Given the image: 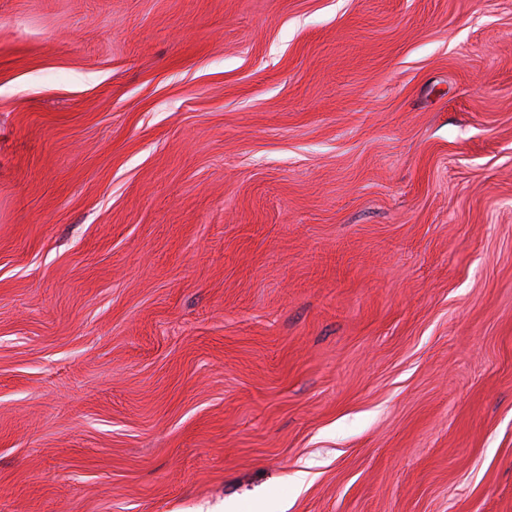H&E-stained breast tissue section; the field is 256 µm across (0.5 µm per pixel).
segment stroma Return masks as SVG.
<instances>
[{
    "label": "stroma",
    "mask_w": 512,
    "mask_h": 512,
    "mask_svg": "<svg viewBox=\"0 0 512 512\" xmlns=\"http://www.w3.org/2000/svg\"><path fill=\"white\" fill-rule=\"evenodd\" d=\"M512 512V0H0V512Z\"/></svg>",
    "instance_id": "stroma-1"
}]
</instances>
